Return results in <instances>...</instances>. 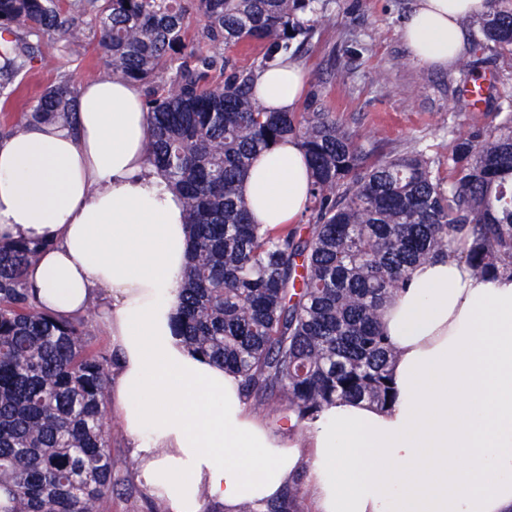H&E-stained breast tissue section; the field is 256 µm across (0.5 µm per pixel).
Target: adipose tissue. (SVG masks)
<instances>
[{"mask_svg":"<svg viewBox=\"0 0 512 512\" xmlns=\"http://www.w3.org/2000/svg\"><path fill=\"white\" fill-rule=\"evenodd\" d=\"M487 9L417 0L401 36L418 62L445 66L464 20ZM304 82L284 57L254 91L266 111L291 112ZM147 131L139 86L114 76L83 85L76 128L34 122L0 140V241L48 242L26 276L45 311L97 305L116 354L110 407L164 512H262L302 470L315 512H512V277H475L462 239L421 263L382 314L392 404L287 413L273 434L238 376L175 332L189 227L143 150ZM310 181L295 140L258 153L241 183L254 223H296Z\"/></svg>","mask_w":512,"mask_h":512,"instance_id":"ef3b65f1","label":"adipose tissue"}]
</instances>
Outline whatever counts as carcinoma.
<instances>
[{"mask_svg": "<svg viewBox=\"0 0 512 512\" xmlns=\"http://www.w3.org/2000/svg\"><path fill=\"white\" fill-rule=\"evenodd\" d=\"M320 0H0V99L35 68L43 42L68 57L97 41L112 74L147 85L144 150L183 199L189 263L178 334L231 370L258 414L301 421L337 400H393L382 311L422 262L470 241L477 277L512 276V113L452 141L448 177L422 151L367 162L333 113L267 112L256 72L202 85L228 43L265 45L272 65L313 31ZM482 33L512 55V5L491 0ZM202 21L187 36L188 11ZM206 54H200L201 49ZM191 55L199 66L184 61ZM79 87H47L0 138L71 122ZM303 150L312 223L271 232L250 219L240 183L283 138ZM49 242L0 245V512H99L112 491V353L88 349L84 321L41 309L26 270ZM293 482L267 512H300Z\"/></svg>", "mask_w": 512, "mask_h": 512, "instance_id": "obj_1", "label": "carcinoma"}]
</instances>
